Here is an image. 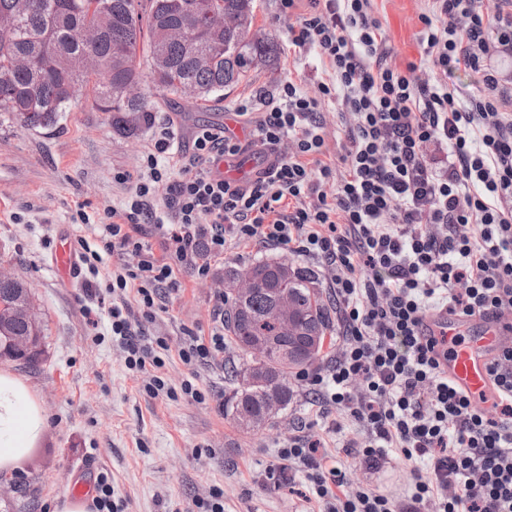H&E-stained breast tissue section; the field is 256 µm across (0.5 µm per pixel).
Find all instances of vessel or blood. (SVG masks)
<instances>
[{"mask_svg": "<svg viewBox=\"0 0 512 512\" xmlns=\"http://www.w3.org/2000/svg\"><path fill=\"white\" fill-rule=\"evenodd\" d=\"M54 268L65 283H73L78 276L73 243L69 235H61L53 254ZM425 323L442 343L448 354L445 367L449 381L469 395L475 405L487 408L498 402L488 368L504 349L512 347V313L483 315L475 334H468L465 319L448 316L446 311L430 313Z\"/></svg>", "mask_w": 512, "mask_h": 512, "instance_id": "obj_1", "label": "vessel or blood"}]
</instances>
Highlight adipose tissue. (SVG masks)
Masks as SVG:
<instances>
[{
	"label": "adipose tissue",
	"mask_w": 512,
	"mask_h": 512,
	"mask_svg": "<svg viewBox=\"0 0 512 512\" xmlns=\"http://www.w3.org/2000/svg\"><path fill=\"white\" fill-rule=\"evenodd\" d=\"M43 409L24 380L0 370V472H12L42 439Z\"/></svg>",
	"instance_id": "1"
}]
</instances>
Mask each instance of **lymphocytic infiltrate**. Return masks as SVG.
<instances>
[{"instance_id":"f902f5d3","label":"lymphocytic infiltrate","mask_w":512,"mask_h":512,"mask_svg":"<svg viewBox=\"0 0 512 512\" xmlns=\"http://www.w3.org/2000/svg\"><path fill=\"white\" fill-rule=\"evenodd\" d=\"M427 2L423 54L402 68L372 0H307L288 43L318 49L325 76L315 91L288 81L270 98L241 103L237 114L252 126L246 145L202 126L185 157L161 128L136 176L117 178L130 191L94 243L81 245L88 292L112 298V333L138 373L163 366L169 339L133 325L121 294L134 291L150 321L162 290L178 289V271L208 278L234 249L285 246L320 263L338 305L340 352L298 379L321 410L351 423L339 439L347 454L370 468L411 467L399 508L352 488L325 441L292 436L280 456L303 468L322 512H512V349L489 368L500 398L489 418L449 382L444 353L421 332L434 309L465 318L512 311V89L490 64L512 49V0ZM418 70L424 79H414ZM455 71L480 74L483 92L461 99L448 86ZM325 104L345 125L342 178L325 160ZM432 144L445 147L443 166L429 159ZM249 146L264 156L254 178L215 174ZM115 251L135 254L136 264L99 282L103 253ZM224 349L219 302L208 331L188 333L178 356L220 367Z\"/></svg>"}]
</instances>
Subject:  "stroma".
Returning a JSON list of instances; mask_svg holds the SVG:
<instances>
[{
	"label": "stroma",
	"mask_w": 512,
	"mask_h": 512,
	"mask_svg": "<svg viewBox=\"0 0 512 512\" xmlns=\"http://www.w3.org/2000/svg\"><path fill=\"white\" fill-rule=\"evenodd\" d=\"M372 5L396 63L419 62L424 0H373ZM290 25L278 0H255L253 29L277 45L275 57L252 68L210 110L168 95L151 128L133 137L114 133L107 114L83 103L51 130H22L0 120V266L28 282L43 330V358L36 369L0 359V369L26 380L47 417L41 442L9 475L33 495L35 512H53L55 501L71 493L77 474L89 467L107 475L120 512H198L196 499L215 488L224 492V512H314L302 473L280 485L273 476L282 467L280 450L299 424L335 446L336 415H310L303 397L272 426L243 431L218 407L223 370L189 366L178 356L185 330L210 326L223 289L219 276L202 280L182 274L181 290L167 293L162 312L145 326L148 334H166L173 345L159 370L168 385L176 388L191 378L209 392L206 402L197 403L148 393L110 332L107 305L88 293L84 280L66 285L51 267L61 233L75 241L91 237L79 211L97 222L119 205L123 187L116 178L137 173L155 128L173 124L187 150L197 127H223L242 102L274 94L289 80L315 87L320 60L313 48L289 47ZM90 318L97 320L96 330H89ZM337 461L352 486L402 495L404 463L396 460L375 471L342 454Z\"/></svg>",
	"instance_id": "stroma-1"
}]
</instances>
